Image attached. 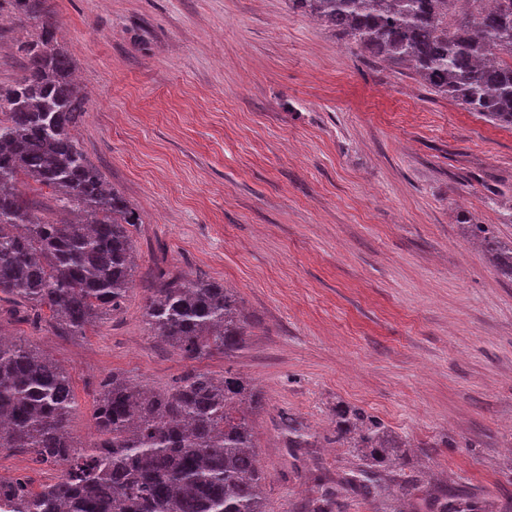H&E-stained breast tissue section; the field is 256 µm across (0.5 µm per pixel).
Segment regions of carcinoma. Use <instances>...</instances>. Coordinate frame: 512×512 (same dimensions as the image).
I'll return each instance as SVG.
<instances>
[{"label": "carcinoma", "mask_w": 512, "mask_h": 512, "mask_svg": "<svg viewBox=\"0 0 512 512\" xmlns=\"http://www.w3.org/2000/svg\"><path fill=\"white\" fill-rule=\"evenodd\" d=\"M31 21L18 45L22 81L0 87V301L47 307L58 336H83L117 312L135 267L130 228L140 214L109 188L71 134L86 114L72 77L71 52L48 21L49 0H0ZM352 47L412 70L432 91L486 121L512 128V0H289ZM27 177L54 192L71 218L42 220L17 190ZM512 279V244L483 236ZM144 316L154 335L187 360L244 348L247 318L224 286L160 273ZM263 394L227 369L216 378L191 367L156 391L114 374L94 398L95 438L68 431L75 409L69 373L46 354L0 341V452L28 451L58 476L33 491L15 478L0 484V512H265L249 415ZM288 445L312 435L286 423ZM333 441L361 466L336 480L323 501L350 493L387 497V476L405 445L365 411L336 406ZM435 512H484L474 500L432 498Z\"/></svg>", "instance_id": "1"}]
</instances>
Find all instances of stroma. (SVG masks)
Listing matches in <instances>:
<instances>
[{"label": "stroma", "mask_w": 512, "mask_h": 512, "mask_svg": "<svg viewBox=\"0 0 512 512\" xmlns=\"http://www.w3.org/2000/svg\"><path fill=\"white\" fill-rule=\"evenodd\" d=\"M87 113L73 134L139 211L137 269L120 313L86 335L0 304V332L68 370L73 437L95 434L112 373L158 390L188 362L151 335L159 270L229 288L249 318L232 369L261 389L252 415L265 512H304L318 479L357 466L328 443L344 403L410 444L401 478L512 499V279L471 233L512 241V128L409 70L350 47L288 0H50ZM28 22L0 27V85L25 76ZM316 447L293 450L283 416ZM0 475H56L26 452Z\"/></svg>", "instance_id": "stroma-1"}]
</instances>
